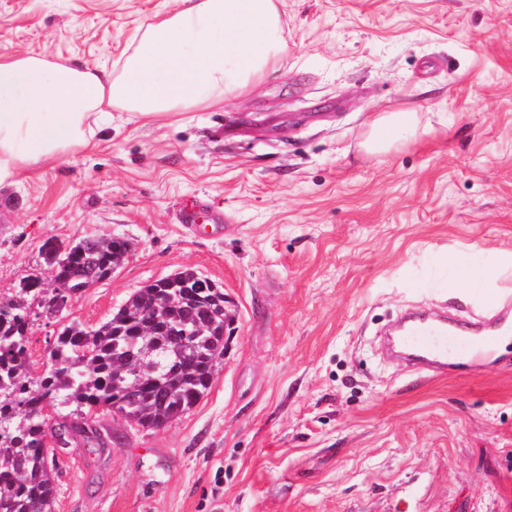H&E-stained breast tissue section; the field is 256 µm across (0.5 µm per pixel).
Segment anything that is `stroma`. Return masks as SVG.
Masks as SVG:
<instances>
[{
  "mask_svg": "<svg viewBox=\"0 0 512 512\" xmlns=\"http://www.w3.org/2000/svg\"><path fill=\"white\" fill-rule=\"evenodd\" d=\"M283 50L247 91L0 182V298L50 284L47 243L131 252L56 319L94 326L193 268L236 313L207 394L159 429L106 410L61 449L52 512H512V344L470 375L384 361L408 309L512 289V0H275ZM173 0H0V55L120 72ZM413 112L386 150L373 121ZM222 223L191 227L190 210Z\"/></svg>",
  "mask_w": 512,
  "mask_h": 512,
  "instance_id": "obj_1",
  "label": "stroma"
}]
</instances>
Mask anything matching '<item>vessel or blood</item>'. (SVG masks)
Listing matches in <instances>:
<instances>
[{
    "label": "vessel or blood",
    "instance_id": "obj_1",
    "mask_svg": "<svg viewBox=\"0 0 512 512\" xmlns=\"http://www.w3.org/2000/svg\"><path fill=\"white\" fill-rule=\"evenodd\" d=\"M490 314L473 323L441 322L419 313L408 315L396 331V346L411 365L427 364L439 372L473 371L496 356L512 335V296L489 295Z\"/></svg>",
    "mask_w": 512,
    "mask_h": 512
}]
</instances>
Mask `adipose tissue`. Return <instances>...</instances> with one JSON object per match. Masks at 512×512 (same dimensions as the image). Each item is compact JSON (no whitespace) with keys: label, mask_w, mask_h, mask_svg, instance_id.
Returning <instances> with one entry per match:
<instances>
[{"label":"adipose tissue","mask_w":512,"mask_h":512,"mask_svg":"<svg viewBox=\"0 0 512 512\" xmlns=\"http://www.w3.org/2000/svg\"><path fill=\"white\" fill-rule=\"evenodd\" d=\"M134 37L119 74L0 57V181L89 146L120 108L149 122L254 83L282 49L275 0H177Z\"/></svg>","instance_id":"ef3b65f1"}]
</instances>
